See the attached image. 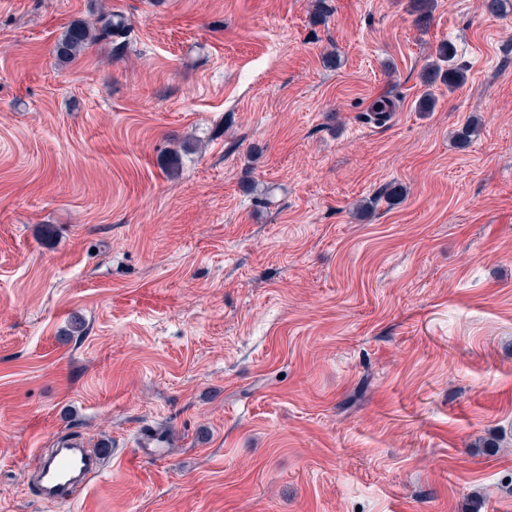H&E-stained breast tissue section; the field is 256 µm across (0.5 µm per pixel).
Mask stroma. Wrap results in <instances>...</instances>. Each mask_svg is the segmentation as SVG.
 I'll return each instance as SVG.
<instances>
[{
	"label": "stroma",
	"mask_w": 512,
	"mask_h": 512,
	"mask_svg": "<svg viewBox=\"0 0 512 512\" xmlns=\"http://www.w3.org/2000/svg\"><path fill=\"white\" fill-rule=\"evenodd\" d=\"M326 3L0 0V512H512V10ZM96 22L99 26L89 25L88 23L71 26L66 32L58 51H62L63 55L72 59L79 56L97 41L122 35L127 29L126 20L120 14L102 16ZM453 57L452 49L448 46V43H444L438 48L436 59L429 64L433 78L437 79L439 77L448 86L461 84L466 78L464 68L452 64ZM34 465L43 495L58 502L70 500L103 470L101 454L88 453L76 438L63 441L48 459L36 454Z\"/></svg>",
	"instance_id": "stroma-1"
}]
</instances>
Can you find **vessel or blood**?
Returning a JSON list of instances; mask_svg holds the SVG:
<instances>
[{
	"label": "vessel or blood",
	"instance_id": "vessel-or-blood-1",
	"mask_svg": "<svg viewBox=\"0 0 512 512\" xmlns=\"http://www.w3.org/2000/svg\"><path fill=\"white\" fill-rule=\"evenodd\" d=\"M44 496L55 501L70 500L103 469L101 456L85 451L77 439L62 442L50 458L35 457Z\"/></svg>",
	"mask_w": 512,
	"mask_h": 512
}]
</instances>
